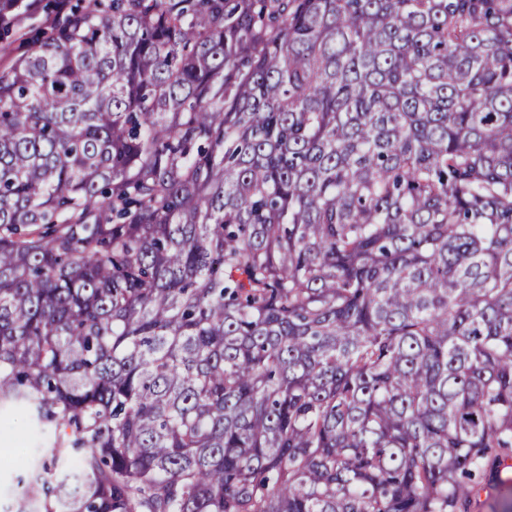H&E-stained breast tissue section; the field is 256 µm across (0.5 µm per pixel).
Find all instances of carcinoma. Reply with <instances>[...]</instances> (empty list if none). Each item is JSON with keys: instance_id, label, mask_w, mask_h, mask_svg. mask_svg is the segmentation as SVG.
Masks as SVG:
<instances>
[{"instance_id": "cac0c4a2", "label": "carcinoma", "mask_w": 512, "mask_h": 512, "mask_svg": "<svg viewBox=\"0 0 512 512\" xmlns=\"http://www.w3.org/2000/svg\"><path fill=\"white\" fill-rule=\"evenodd\" d=\"M22 0H0V32ZM15 512H469L512 449V0H92L0 67Z\"/></svg>"}]
</instances>
